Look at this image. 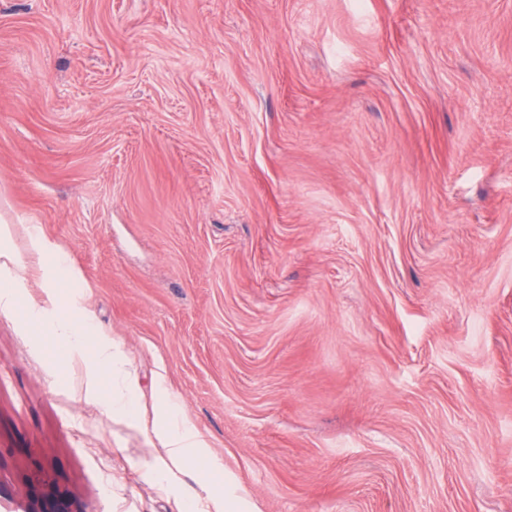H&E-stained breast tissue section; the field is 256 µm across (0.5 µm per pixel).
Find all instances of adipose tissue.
I'll return each mask as SVG.
<instances>
[{
	"mask_svg": "<svg viewBox=\"0 0 512 512\" xmlns=\"http://www.w3.org/2000/svg\"><path fill=\"white\" fill-rule=\"evenodd\" d=\"M11 227L0 225V310L13 311L25 275L9 246ZM27 326L33 331L51 328L52 341L60 359L74 360L90 353L94 379L88 384L91 393L105 392L113 416L132 419L139 411L137 378L120 344L88 318L57 315L45 319L40 307H30ZM154 432L166 452L168 465L159 467L158 476H167L171 468H198L204 459L205 444L167 393H160Z\"/></svg>",
	"mask_w": 512,
	"mask_h": 512,
	"instance_id": "obj_1",
	"label": "adipose tissue"
}]
</instances>
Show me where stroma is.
Here are the masks:
<instances>
[{
    "mask_svg": "<svg viewBox=\"0 0 512 512\" xmlns=\"http://www.w3.org/2000/svg\"><path fill=\"white\" fill-rule=\"evenodd\" d=\"M0 512H512V0H0ZM78 280L50 304L24 231ZM86 315L140 418L53 365ZM207 444L170 481L158 383ZM11 225H0V310L13 311L17 304L19 288L26 278L23 269L15 260L14 251L9 246ZM3 273V275H2Z\"/></svg>",
    "mask_w": 512,
    "mask_h": 512,
    "instance_id": "1",
    "label": "stroma"
}]
</instances>
